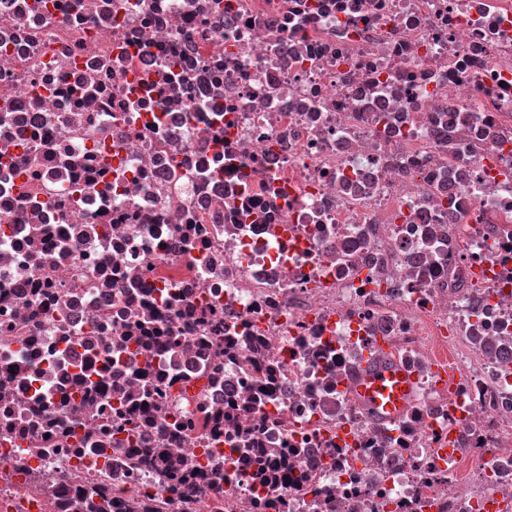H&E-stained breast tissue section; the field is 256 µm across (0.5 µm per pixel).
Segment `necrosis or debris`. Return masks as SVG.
<instances>
[{
	"mask_svg": "<svg viewBox=\"0 0 512 512\" xmlns=\"http://www.w3.org/2000/svg\"><path fill=\"white\" fill-rule=\"evenodd\" d=\"M0 512H512V0H0ZM413 385L409 372L403 366L392 363L380 369L370 366L359 379L356 392L376 413L388 420H395L407 402Z\"/></svg>",
	"mask_w": 512,
	"mask_h": 512,
	"instance_id": "1",
	"label": "necrosis or debris"
}]
</instances>
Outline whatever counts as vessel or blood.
<instances>
[{
	"instance_id": "1",
	"label": "vessel or blood",
	"mask_w": 512,
	"mask_h": 512,
	"mask_svg": "<svg viewBox=\"0 0 512 512\" xmlns=\"http://www.w3.org/2000/svg\"><path fill=\"white\" fill-rule=\"evenodd\" d=\"M413 378L401 365L368 369L356 385L357 394L382 417L397 419L413 390Z\"/></svg>"
}]
</instances>
